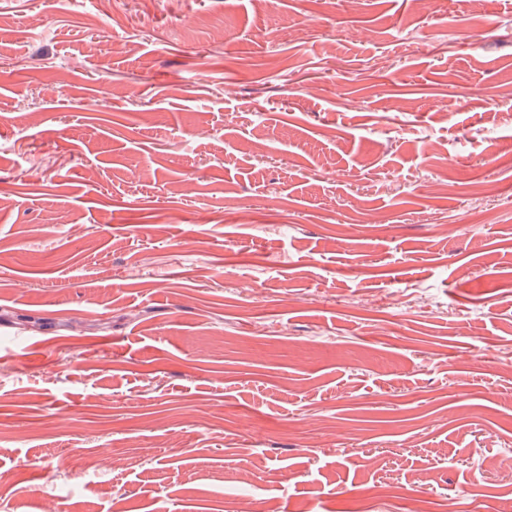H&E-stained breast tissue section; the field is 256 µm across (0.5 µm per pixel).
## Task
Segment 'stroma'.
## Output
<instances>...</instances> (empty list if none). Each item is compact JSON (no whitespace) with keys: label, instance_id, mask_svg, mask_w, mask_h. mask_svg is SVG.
I'll return each instance as SVG.
<instances>
[{"label":"stroma","instance_id":"stroma-1","mask_svg":"<svg viewBox=\"0 0 512 512\" xmlns=\"http://www.w3.org/2000/svg\"><path fill=\"white\" fill-rule=\"evenodd\" d=\"M510 452L512 0H0L10 512H512Z\"/></svg>","mask_w":512,"mask_h":512}]
</instances>
